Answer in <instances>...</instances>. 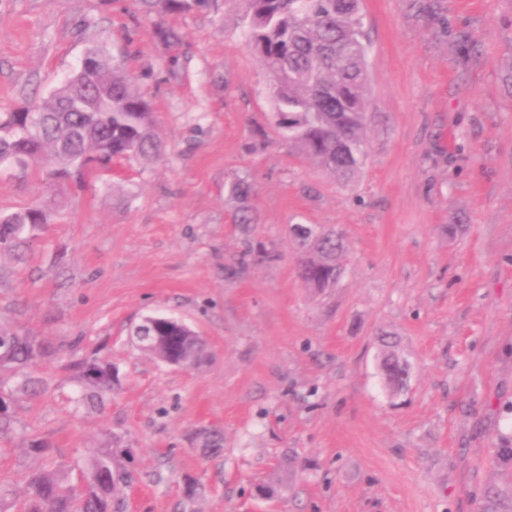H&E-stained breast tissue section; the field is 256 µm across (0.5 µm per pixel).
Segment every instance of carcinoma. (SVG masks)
<instances>
[{
	"mask_svg": "<svg viewBox=\"0 0 512 512\" xmlns=\"http://www.w3.org/2000/svg\"><path fill=\"white\" fill-rule=\"evenodd\" d=\"M142 14L163 16L207 11L222 19L221 0H136ZM239 16L248 45L272 78V122L282 140L342 182L352 181L364 161L369 45L359 0H244ZM87 54L97 58L93 69L78 68L60 87L21 112L0 113V167L24 172L46 166L49 175L78 185L114 158H150L160 144L151 127L150 104L128 73L124 60L103 46ZM238 200L235 223L255 224L249 205L250 185L232 182ZM54 219L33 204L0 213V252L21 259L29 247L24 237ZM319 241L298 266L299 276L317 291L331 288L340 275L343 237L317 230ZM133 336L155 360L185 362L196 368L209 356L203 337L168 315L149 317ZM49 353L31 336L0 333L3 365L24 368ZM80 380L81 404L104 405L112 393V363L84 358L67 364ZM0 437L13 431L12 399L0 394ZM133 455L117 442L98 449L85 464L84 491L75 496L58 472H43L27 482L23 512H125L122 489L132 482ZM16 494L0 481V512H15ZM481 512H512V485L488 486Z\"/></svg>",
	"mask_w": 512,
	"mask_h": 512,
	"instance_id": "carcinoma-1",
	"label": "carcinoma"
}]
</instances>
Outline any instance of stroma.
I'll return each mask as SVG.
<instances>
[{
    "label": "stroma",
    "instance_id": "stroma-1",
    "mask_svg": "<svg viewBox=\"0 0 512 512\" xmlns=\"http://www.w3.org/2000/svg\"><path fill=\"white\" fill-rule=\"evenodd\" d=\"M361 8L365 159L342 184L279 140L240 0L220 25L148 19L134 0H0V112L44 97L88 48L126 49L162 144L80 191L0 169V209L63 212L26 262L0 252V331L76 359L104 348L120 378L83 409L73 372L42 360L40 394L13 398L0 479L19 491L55 468L82 487L85 458L115 437L134 453L126 512H480L512 477L497 457L512 441V0ZM160 25L182 44H162ZM238 179L257 223L233 221ZM293 224L341 231L334 287L299 279ZM157 312L206 339L204 365L138 348L134 327ZM388 345L409 369L396 392ZM206 429L222 455L205 457ZM272 481L278 495H256Z\"/></svg>",
    "mask_w": 512,
    "mask_h": 512
}]
</instances>
